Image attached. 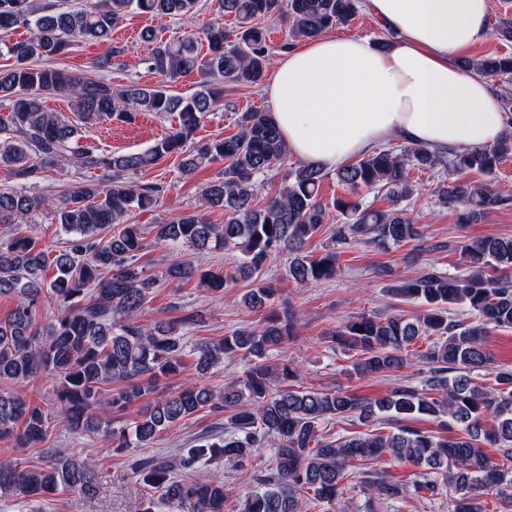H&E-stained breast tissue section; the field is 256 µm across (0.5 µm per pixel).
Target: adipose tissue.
I'll return each mask as SVG.
<instances>
[{
  "instance_id": "adipose-tissue-1",
  "label": "adipose tissue",
  "mask_w": 512,
  "mask_h": 512,
  "mask_svg": "<svg viewBox=\"0 0 512 512\" xmlns=\"http://www.w3.org/2000/svg\"><path fill=\"white\" fill-rule=\"evenodd\" d=\"M385 47L324 36L288 49L265 89L289 150L333 168L388 140L442 150L489 147L503 135L497 91L463 73L459 52L484 40L488 0H368Z\"/></svg>"
}]
</instances>
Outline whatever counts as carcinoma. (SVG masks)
Segmentation results:
<instances>
[{"label":"carcinoma","instance_id":"1","mask_svg":"<svg viewBox=\"0 0 512 512\" xmlns=\"http://www.w3.org/2000/svg\"><path fill=\"white\" fill-rule=\"evenodd\" d=\"M200 0H97L60 6L51 0H0V101L9 102L0 114V171L16 182L0 187V297L17 300L0 318V379L24 383L46 375L57 382L52 413L27 398L0 392V441L21 450L42 442L50 423L72 433H102L113 453L130 455L147 448L165 431L201 409L231 412L224 435L205 434L177 457L154 454L128 460L132 474L154 492L140 512L170 506L177 512H303L307 505L333 507L345 481L360 477L375 499L398 501L426 491L450 492L451 512H486L483 497L493 495L500 512H512V371L496 373L495 384L480 386L473 373L495 362L487 346L493 329L512 328V237L487 236L462 247L467 265L461 274L436 268L399 278L389 288L402 302L417 304L412 314L384 317L357 315L333 338L345 349L361 354L358 371L378 374L400 371L412 357L429 365L419 387L397 386L386 395L364 399L343 391L323 392L284 386L297 377L287 365L270 364V352L296 335L297 315L286 311L263 317L261 328H238L218 341L193 347L201 372L224 364V357L251 362L242 379L224 388L189 384L158 398L130 426L116 429L95 409L122 411L157 391L158 381L185 371L184 338L195 316L142 321L157 278L137 263L146 247L145 234L158 248L185 245L236 252L231 270H202L190 258L166 269V279L197 283L213 292L233 285L276 254L288 255V277L300 285L332 281L339 275L338 251L332 247L318 257L305 254L308 240L330 218L341 215L335 243L343 246L363 238L377 248L422 238L400 203L414 195L413 170L440 176L434 194L440 204L458 212L462 224H479L485 216L512 203L484 181L466 180L462 173L493 174L512 155V98L503 96L507 128L491 147L440 152L425 144L383 148L355 163L336 169V179L350 192L331 204L319 196L325 169L310 163L285 174L278 194L258 201V177L287 162L288 148L266 112L238 113L237 132L224 139L192 142L196 130L221 106L224 85L262 84L271 65L266 30L260 21L283 17L289 37L314 39L338 25L354 21L363 0H220L219 9L237 22L232 31L214 20L196 33L163 40L145 27L140 39L154 44L148 68L163 77L156 85L128 84L120 90L103 73L112 71L110 51L97 58L94 73L39 66L69 51L73 40L107 41L126 16L137 13L175 19L192 18ZM23 27L29 36L13 38ZM208 51L202 52L201 44ZM458 66L490 79L512 78V53L462 58ZM201 77L196 89L180 94L173 84L192 72ZM70 98L72 116L50 112L48 95ZM138 112L177 116V123L141 152L117 153L80 143L82 126L99 122L130 123ZM179 158L188 176L222 160V176L202 192L208 209L224 210V223L212 224L200 213L180 215L163 224H130L133 209L155 206L167 186L159 181L129 179L162 159ZM70 163L79 169L101 170V183L78 181L57 200L34 189L42 173ZM385 193L392 208L373 209L356 198L361 188ZM53 215L66 236L54 258L37 250L22 225L42 212ZM55 268L52 278L47 269ZM278 289L261 282L243 296L257 312L275 298ZM458 305L473 321L448 318V306ZM419 339L425 351L410 349ZM120 382L108 392L103 385ZM356 414L372 427L390 432H363L353 437L321 433V424ZM432 417L449 429L443 437L413 428L410 422ZM496 448V461L486 445ZM274 449L272 468L257 479L260 488L236 496L227 507L230 489L224 481H198L196 468L224 462L244 469L259 448ZM407 462L415 471L405 480H369L362 468L384 457ZM101 485L98 461L75 458L66 448L48 449V462L30 468L11 455L0 458V493L41 496L59 489L88 495Z\"/></svg>","mask_w":512,"mask_h":512}]
</instances>
